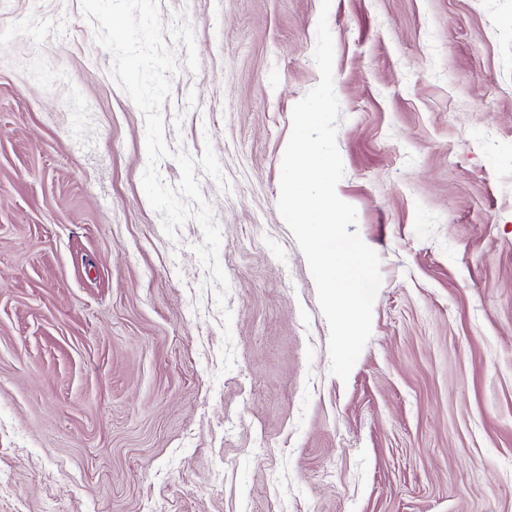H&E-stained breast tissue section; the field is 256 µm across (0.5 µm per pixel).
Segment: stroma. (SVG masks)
Listing matches in <instances>:
<instances>
[{"instance_id":"35a3bbf8","label":"stroma","mask_w":512,"mask_h":512,"mask_svg":"<svg viewBox=\"0 0 512 512\" xmlns=\"http://www.w3.org/2000/svg\"><path fill=\"white\" fill-rule=\"evenodd\" d=\"M158 3L199 57L158 172L213 148L226 304L81 0H0V512H512V0H331L337 194L382 274L345 381L277 208L321 0Z\"/></svg>"}]
</instances>
